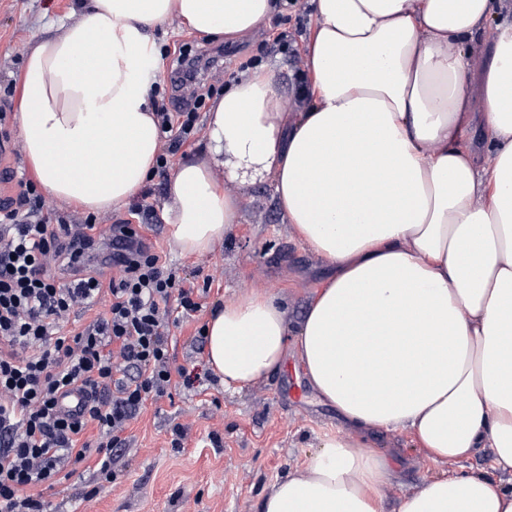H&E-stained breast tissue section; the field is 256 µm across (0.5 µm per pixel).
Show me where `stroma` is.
I'll return each mask as SVG.
<instances>
[{
	"label": "stroma",
	"instance_id": "1",
	"mask_svg": "<svg viewBox=\"0 0 512 512\" xmlns=\"http://www.w3.org/2000/svg\"><path fill=\"white\" fill-rule=\"evenodd\" d=\"M79 17L80 0H0V113L7 115L0 135H8L12 147L0 160L7 198H15L18 191L9 173L29 171L19 153L17 122L28 45ZM313 25L309 0H296L266 33L220 44L174 21L155 33L154 43L159 49L182 42L211 50L225 46L224 73L213 81L218 93L226 82L241 78L242 63H277L278 87L293 99L300 85L296 62L289 55L266 52L262 41L267 33L282 32L301 53ZM225 189L240 196V219L213 253L181 254L165 223L153 225L149 234L152 249L178 276L210 285L203 310L175 329L171 349L172 367H197L199 381L190 389L171 385L169 396L147 402L130 422V443L112 460L114 483L100 485L94 460H86L45 491L51 512H259L261 499L277 479L302 466L325 436L340 432L335 408L317 397L296 358L258 383L228 392L197 350L194 337L200 325L217 306L245 291L281 298L288 326L296 328L329 271L325 260L285 223L269 183H229ZM179 426L186 437L177 448L172 440ZM369 442L375 452L395 454L402 462L384 489L389 506L443 471L407 433L382 432Z\"/></svg>",
	"mask_w": 512,
	"mask_h": 512
}]
</instances>
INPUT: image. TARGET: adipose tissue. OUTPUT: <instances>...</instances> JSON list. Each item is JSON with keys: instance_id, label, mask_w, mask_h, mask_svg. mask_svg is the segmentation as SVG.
Instances as JSON below:
<instances>
[{"instance_id": "adipose-tissue-1", "label": "adipose tissue", "mask_w": 512, "mask_h": 512, "mask_svg": "<svg viewBox=\"0 0 512 512\" xmlns=\"http://www.w3.org/2000/svg\"><path fill=\"white\" fill-rule=\"evenodd\" d=\"M310 84L288 109L275 67L233 81L203 148L169 177L177 249L209 253L237 223L224 180L270 182L330 273L297 330L275 297L241 293L206 327L207 363L241 388L296 353L347 436L278 479L260 512H386L389 456L409 433L437 464L482 449L490 472L426 482L397 512H512V0H310ZM283 0H84L31 42L19 135L45 192L89 213L125 206L160 146L151 31L240 37ZM483 37L486 54L466 61ZM493 160L481 165L473 134Z\"/></svg>"}]
</instances>
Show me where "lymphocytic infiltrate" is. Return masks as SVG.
I'll list each match as a JSON object with an SVG mask.
<instances>
[{"instance_id":"1","label":"lymphocytic infiltrate","mask_w":512,"mask_h":512,"mask_svg":"<svg viewBox=\"0 0 512 512\" xmlns=\"http://www.w3.org/2000/svg\"><path fill=\"white\" fill-rule=\"evenodd\" d=\"M171 92L155 104L167 143L156 172L199 132L207 93L199 77L220 73L223 58L184 44L165 50ZM0 207V512H48L42 495L68 467L96 458L105 482L116 479L112 456L127 447L126 430L147 401L165 396L173 378L190 388L197 370L172 368L173 327L201 310L199 290L177 277L137 240L129 222L103 242L93 215L51 219L31 180ZM111 266V279L100 269ZM110 295L106 313L78 330L71 314ZM85 396L79 415L61 399ZM96 423V444L80 443Z\"/></svg>"}]
</instances>
